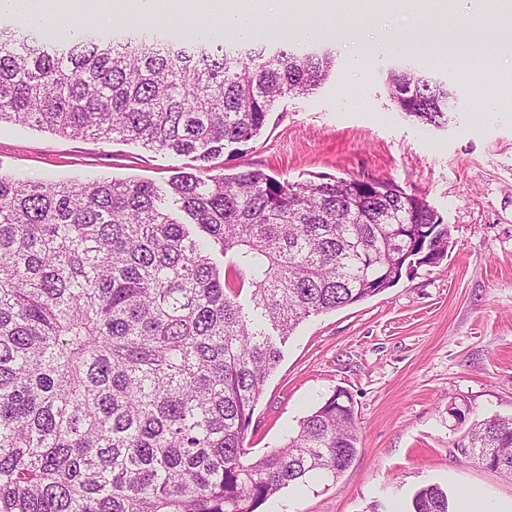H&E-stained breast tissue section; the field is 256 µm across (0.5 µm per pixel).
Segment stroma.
<instances>
[{
    "mask_svg": "<svg viewBox=\"0 0 512 512\" xmlns=\"http://www.w3.org/2000/svg\"><path fill=\"white\" fill-rule=\"evenodd\" d=\"M282 19H358L437 39L474 40L452 6L432 0L427 15L404 0H348L342 12L314 0H280ZM336 68L316 89L281 99L259 137L210 160L214 172L245 168L278 179L331 175L387 179L424 198L451 230L437 266L403 274L391 288L353 305L314 315L278 340L281 360L255 406L247 443L258 457L280 445L335 390L352 397L359 453L337 480L290 486L261 512H410L415 493L444 489L452 507L466 491L512 502V475L460 462L456 445L474 421L512 416V90L503 106L483 98L475 74L435 56L375 57L359 104L344 99V48L323 40ZM411 65L444 79L453 109L446 127L421 124L390 98L386 72ZM184 159L140 144L67 138L0 125V172L50 182L135 179L167 189Z\"/></svg>",
    "mask_w": 512,
    "mask_h": 512,
    "instance_id": "35a3bbf8",
    "label": "stroma"
}]
</instances>
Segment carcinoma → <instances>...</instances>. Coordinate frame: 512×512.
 <instances>
[{
  "label": "carcinoma",
  "instance_id": "carcinoma-1",
  "mask_svg": "<svg viewBox=\"0 0 512 512\" xmlns=\"http://www.w3.org/2000/svg\"><path fill=\"white\" fill-rule=\"evenodd\" d=\"M334 63L313 40L268 49L200 36L177 48L139 24L119 38L86 23L56 42L0 26V124L196 163L165 193L0 172V512H258L350 466L358 424L343 390L249 457L254 407L280 361L266 326L288 336L439 264L448 225L391 180L206 166ZM387 84L400 111L448 124V84L412 68L389 70ZM226 274L249 285L252 310ZM456 450L512 474V417L475 422ZM412 512H450L448 494L422 488Z\"/></svg>",
  "mask_w": 512,
  "mask_h": 512
}]
</instances>
